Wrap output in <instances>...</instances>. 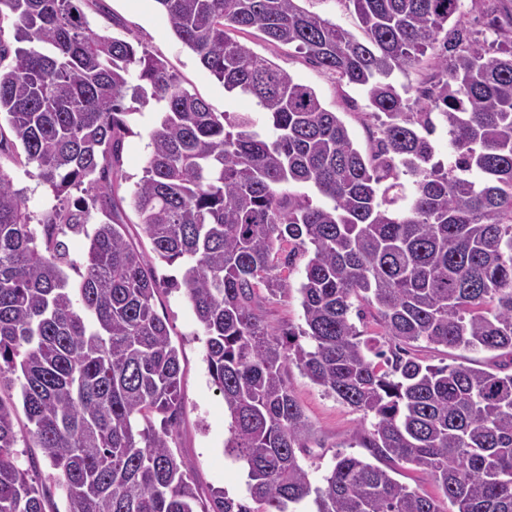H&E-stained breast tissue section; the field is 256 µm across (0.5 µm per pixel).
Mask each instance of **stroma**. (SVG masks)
I'll return each mask as SVG.
<instances>
[{
  "instance_id": "1",
  "label": "stroma",
  "mask_w": 512,
  "mask_h": 512,
  "mask_svg": "<svg viewBox=\"0 0 512 512\" xmlns=\"http://www.w3.org/2000/svg\"><path fill=\"white\" fill-rule=\"evenodd\" d=\"M492 0H461L463 20L474 37L483 41L486 50H493L495 35L489 21ZM500 11L512 9V0L497 5ZM87 17L93 30L122 35L128 41L145 44L157 57L167 61L176 71L183 86L205 99L218 112H249L258 124H266L267 116L248 99L225 92L224 87L196 56L170 31L155 0H102L101 8H91ZM239 40L252 52L271 60L280 70L297 82L306 84L317 93L322 104L338 113L352 139L362 153H369L378 133L379 122L366 99L354 86L338 82L330 71L313 65L295 47L269 44L262 34L240 35ZM157 114L153 106L141 108L131 115L134 134L128 137L123 150L124 181L117 190L118 197L128 196L141 178L149 153V133L155 126ZM305 257H296L290 268L292 288L287 297L266 299L261 310L268 322L280 329L297 328L303 323V310L298 286L303 278ZM160 285L155 298V310L170 327L172 344L180 351L183 411L176 428L172 451L190 469L191 480L201 501H209L213 490L221 489L235 497L244 496L247 488V469L229 457L224 448L229 436V419L224 412V399L214 385L205 360L206 337L195 318L185 290L180 287L182 271L179 265L161 261L153 263ZM412 354L436 366L463 364L487 368L497 364L494 352L467 351L415 343ZM289 389L309 418L313 435L302 457L313 485L323 483V477L334 465L337 453H350L355 444L354 433L363 421L360 412L325 394L296 367L285 373ZM25 414L15 422L17 444L15 451L21 467L36 463L45 474L44 492L56 512H66L63 490L51 480L53 471L45 449L39 447L27 432Z\"/></svg>"
}]
</instances>
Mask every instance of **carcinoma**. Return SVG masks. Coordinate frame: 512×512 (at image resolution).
I'll return each instance as SVG.
<instances>
[{
  "label": "carcinoma",
  "instance_id": "1",
  "mask_svg": "<svg viewBox=\"0 0 512 512\" xmlns=\"http://www.w3.org/2000/svg\"><path fill=\"white\" fill-rule=\"evenodd\" d=\"M87 2L0 0V34L14 30V45L0 38V152L50 190L34 211L0 167V382L19 384L66 512H290L310 496L316 512H445L390 475L404 464L457 512H512V11L493 21L489 56L460 0H348L362 41L300 0H155L224 90L268 115L261 130L249 112L214 111L147 47L94 31ZM250 30L358 87L385 117L376 148L363 154L311 87L236 39ZM425 60L430 77L403 96L394 70ZM151 102L159 119L129 205L155 258L182 268L230 419L225 447L248 466L247 497L217 490L208 506L171 450L179 352L115 199L127 116ZM438 122L447 165L434 160ZM73 190L84 197L71 204ZM68 235L86 239L83 261ZM298 251L309 345L284 340L293 332L259 306L262 289L288 296ZM356 301L388 349L362 338ZM420 340L509 362L433 366L409 351ZM291 365L371 419L360 442L390 470L339 454L312 486ZM16 412L0 396V512H46L36 467L17 464Z\"/></svg>",
  "mask_w": 512,
  "mask_h": 512
}]
</instances>
